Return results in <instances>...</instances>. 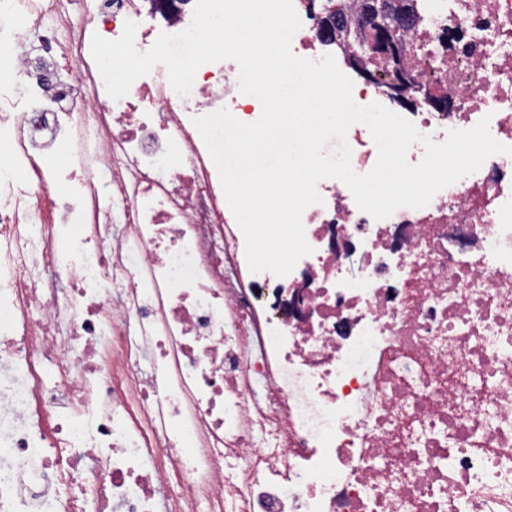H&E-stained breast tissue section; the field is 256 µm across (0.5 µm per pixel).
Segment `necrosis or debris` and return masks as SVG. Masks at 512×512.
I'll return each instance as SVG.
<instances>
[{"label": "necrosis or debris", "instance_id": "4bbe7bcc", "mask_svg": "<svg viewBox=\"0 0 512 512\" xmlns=\"http://www.w3.org/2000/svg\"><path fill=\"white\" fill-rule=\"evenodd\" d=\"M324 3L293 0L291 49L352 74ZM71 4L0 0V512H512V156L381 220L321 180L311 254L251 272L193 123L260 117L235 62L112 108L91 52L196 0ZM416 6L405 65L450 107L404 118L512 146V0Z\"/></svg>", "mask_w": 512, "mask_h": 512}]
</instances>
